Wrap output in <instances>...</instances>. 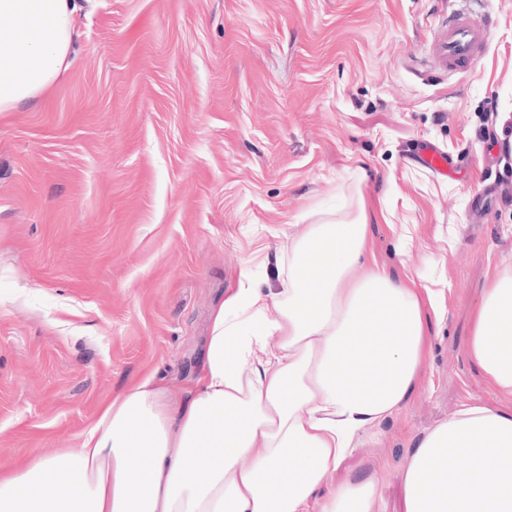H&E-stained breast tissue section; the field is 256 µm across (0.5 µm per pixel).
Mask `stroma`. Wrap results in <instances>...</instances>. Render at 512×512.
Instances as JSON below:
<instances>
[{
  "instance_id": "stroma-1",
  "label": "stroma",
  "mask_w": 512,
  "mask_h": 512,
  "mask_svg": "<svg viewBox=\"0 0 512 512\" xmlns=\"http://www.w3.org/2000/svg\"><path fill=\"white\" fill-rule=\"evenodd\" d=\"M462 13L487 38L451 70ZM74 37L39 102L0 112V467L77 448L147 375L181 402L215 310L287 273L289 225L363 210L370 260L446 291L409 400L336 475L403 512L416 441L508 406L466 347L512 267V0H83ZM410 151L418 163L429 168L435 174L448 176V169H453L447 154L435 146L414 145Z\"/></svg>"
}]
</instances>
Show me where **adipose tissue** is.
<instances>
[{"instance_id": "ef3b65f1", "label": "adipose tissue", "mask_w": 512, "mask_h": 512, "mask_svg": "<svg viewBox=\"0 0 512 512\" xmlns=\"http://www.w3.org/2000/svg\"><path fill=\"white\" fill-rule=\"evenodd\" d=\"M78 0H0V112L36 103L75 56ZM288 274L238 289L173 405L154 377L116 394L77 450L0 471V512H373L336 482L360 435L398 412L441 288L367 261L365 217L289 235ZM467 354L512 399V270L496 272ZM403 512H512V410L465 405L417 441ZM334 493L311 510L314 490Z\"/></svg>"}]
</instances>
